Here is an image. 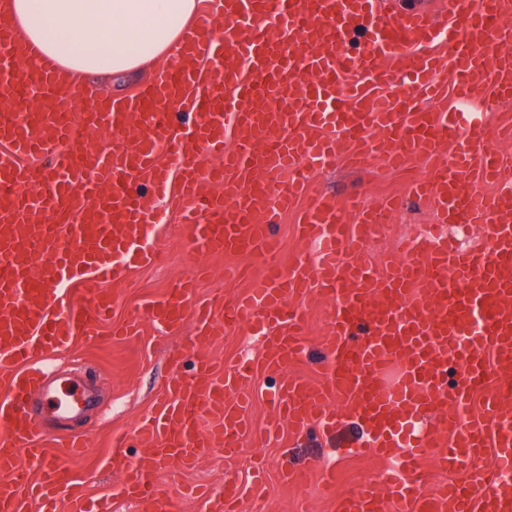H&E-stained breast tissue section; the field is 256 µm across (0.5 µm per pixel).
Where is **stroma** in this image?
I'll list each match as a JSON object with an SVG mask.
<instances>
[{
	"instance_id": "stroma-1",
	"label": "stroma",
	"mask_w": 512,
	"mask_h": 512,
	"mask_svg": "<svg viewBox=\"0 0 512 512\" xmlns=\"http://www.w3.org/2000/svg\"><path fill=\"white\" fill-rule=\"evenodd\" d=\"M429 175L428 166L418 160L408 170L385 172L381 157L376 156L359 167L338 160L334 167L314 172L313 184L315 191L335 196L351 223L358 220L360 210L398 200V207L388 215L386 229L372 232L362 252L367 263L380 269L418 227L435 223L432 206L409 196L411 180ZM307 206V201H297L273 228L279 242L274 260L282 266L314 255V243L302 238L298 227L299 216ZM158 245L163 252L159 264L133 269L124 283L113 287L111 320L96 325L90 336L49 353L44 360L46 370L58 369L93 381L97 402L84 421L74 425L86 435L83 454L75 456L65 448L67 431L53 423L48 426L53 436L49 452L84 483L89 497L112 494V512L138 509L134 498L118 493L123 472L112 464V440L125 436L129 458L142 454L135 429L164 394L172 356L179 353L185 337L197 330L190 318L179 332L159 329L150 319L145 302L161 299L193 271L198 274L197 299L228 302L246 290L262 264L249 254L197 255L188 244L183 224L172 216L161 226ZM332 310L331 297L308 302L303 328L306 351L301 361L290 363L283 374L314 384L321 381ZM204 350L217 365L226 368L239 364L242 357L256 361L261 355L248 327L236 324L224 326L222 335L208 337ZM278 377L257 370L250 386L254 398L252 432L242 436L235 455L215 449L202 456L197 467L183 475V483L219 493L226 482L246 483L257 465L265 469L266 482L259 492L241 497L234 512H338L341 496L383 480L388 464L371 454L353 452L359 429L352 406L341 399L332 405L336 424L329 431L299 433L284 424L276 435H266L273 417L269 399ZM317 466L335 470L334 490H326L318 481L313 472ZM292 469L302 472V479L289 480L287 474Z\"/></svg>"
}]
</instances>
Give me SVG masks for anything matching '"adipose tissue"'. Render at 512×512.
Here are the masks:
<instances>
[{
	"label": "adipose tissue",
	"instance_id": "obj_1",
	"mask_svg": "<svg viewBox=\"0 0 512 512\" xmlns=\"http://www.w3.org/2000/svg\"><path fill=\"white\" fill-rule=\"evenodd\" d=\"M199 10L200 0H0V18L58 65L67 89L139 73L179 44Z\"/></svg>",
	"mask_w": 512,
	"mask_h": 512
}]
</instances>
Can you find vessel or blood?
<instances>
[{
  "instance_id": "1",
  "label": "vessel or blood",
  "mask_w": 512,
  "mask_h": 512,
  "mask_svg": "<svg viewBox=\"0 0 512 512\" xmlns=\"http://www.w3.org/2000/svg\"><path fill=\"white\" fill-rule=\"evenodd\" d=\"M219 7L222 35L207 40L187 30L150 87L109 104L62 97L51 61L19 67L29 51L0 23V102L9 107L0 114V373L12 376L0 399V512H57L62 491L69 512H85L69 468L47 462L39 445L46 423L28 400L39 393L50 413L79 418L80 407L64 406L69 388L47 379L37 359L89 335L112 305L106 283L155 260L157 215L140 204L139 187H151L188 224L195 252L267 256L277 249L271 228L280 212L308 195L305 167L334 164L340 138L355 166L378 152L393 170L429 163L431 180L413 194L433 202L438 223L485 225L486 241L463 250L435 234L422 242L424 258L389 263L378 276L359 255L390 204L362 210L349 225L333 197H311L299 224L317 245L315 257L289 268L267 264L246 297L225 304L224 319L258 326L262 365L275 373L305 347L302 300L331 296L323 381L283 378L282 420L300 432L318 429L343 399L370 451L399 465L385 483L401 512H512V483L468 469L490 450L498 468H512V404L495 391L481 413H466L483 376L512 379V166L478 154L486 128L466 114L488 93L512 96V27L502 22L512 0H456L441 28L428 11L391 13L382 0H221ZM302 45L311 53L299 54ZM401 72L440 107L378 95ZM307 73L313 82H303ZM451 93L458 104L450 108ZM274 100L288 101V110H272ZM76 107L93 129L137 121L135 148L73 144ZM213 155L222 164L203 165ZM269 168L276 181L260 180ZM225 184L232 198L220 193ZM485 185L495 188L487 199L478 194ZM74 284L86 287V302H71L65 288ZM194 288L186 277L166 300L146 305L168 331L194 310L197 331L183 345L195 355L193 372L171 374L137 428L148 452L123 463L121 492L142 512H161L158 464L188 466L216 447L233 453L250 426L243 391L255 367L224 369L201 354L216 324L210 305L194 304ZM422 418L428 427L415 429ZM428 448L437 449L441 469L468 470L467 480L424 494L403 479ZM339 509L376 512L374 494H350Z\"/></svg>"
}]
</instances>
